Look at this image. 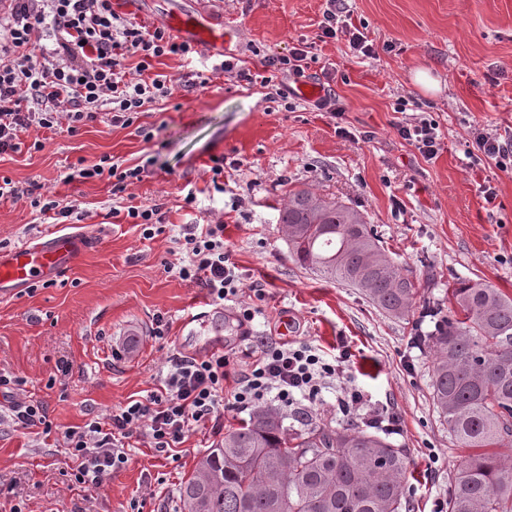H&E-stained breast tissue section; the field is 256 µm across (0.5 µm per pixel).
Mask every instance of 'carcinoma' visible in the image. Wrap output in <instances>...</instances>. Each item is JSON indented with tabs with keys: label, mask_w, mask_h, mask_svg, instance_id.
Segmentation results:
<instances>
[{
	"label": "carcinoma",
	"mask_w": 512,
	"mask_h": 512,
	"mask_svg": "<svg viewBox=\"0 0 512 512\" xmlns=\"http://www.w3.org/2000/svg\"><path fill=\"white\" fill-rule=\"evenodd\" d=\"M304 268L360 289L403 318L418 295L373 225L308 189L280 212ZM451 308L421 337L433 351L430 399L452 446L464 451L447 512H512V296L477 280L448 289ZM272 407L224 434L179 489L183 512H410L408 449L356 425L292 429Z\"/></svg>",
	"instance_id": "carcinoma-1"
}]
</instances>
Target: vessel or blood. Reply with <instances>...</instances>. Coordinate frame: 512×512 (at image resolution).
<instances>
[{"instance_id": "vessel-or-blood-1", "label": "vessel or blood", "mask_w": 512, "mask_h": 512, "mask_svg": "<svg viewBox=\"0 0 512 512\" xmlns=\"http://www.w3.org/2000/svg\"><path fill=\"white\" fill-rule=\"evenodd\" d=\"M168 23L179 35L208 51H223L233 37L231 30L215 27L204 14L176 12L169 15ZM79 256L76 244L66 235L0 253V293L56 277Z\"/></svg>"}]
</instances>
